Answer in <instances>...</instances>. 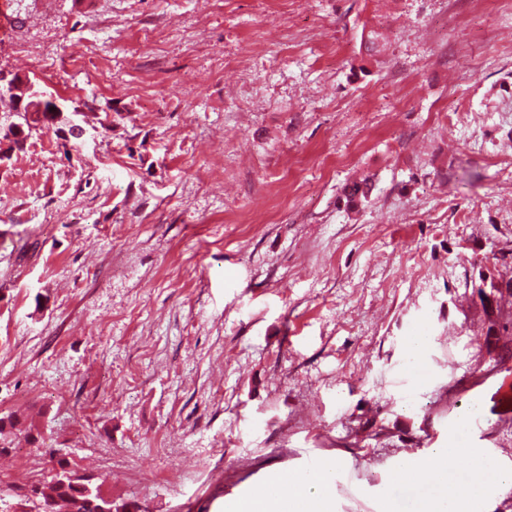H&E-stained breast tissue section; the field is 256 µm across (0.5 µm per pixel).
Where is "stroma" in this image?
Returning <instances> with one entry per match:
<instances>
[{"instance_id": "obj_1", "label": "stroma", "mask_w": 512, "mask_h": 512, "mask_svg": "<svg viewBox=\"0 0 512 512\" xmlns=\"http://www.w3.org/2000/svg\"><path fill=\"white\" fill-rule=\"evenodd\" d=\"M10 13L0 76L89 128L0 169V416L39 432L0 512H41L59 452L116 512H225L320 462L335 512H414L395 459L453 439L512 468V331L477 293L512 280V0Z\"/></svg>"}]
</instances>
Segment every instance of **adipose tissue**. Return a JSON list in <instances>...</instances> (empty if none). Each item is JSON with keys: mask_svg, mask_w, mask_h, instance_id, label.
<instances>
[{"mask_svg": "<svg viewBox=\"0 0 512 512\" xmlns=\"http://www.w3.org/2000/svg\"><path fill=\"white\" fill-rule=\"evenodd\" d=\"M464 455L470 462V469L468 480L462 483L449 482L448 451L444 448L419 458L403 457L396 462L397 476H422L434 488L433 495L420 503L418 512H483L486 476L495 471L500 474L502 487L512 486V472L499 471L496 460L481 449H465ZM334 489L332 468L319 465L280 480L277 492L259 490L244 500L236 512H327Z\"/></svg>", "mask_w": 512, "mask_h": 512, "instance_id": "ef3b65f1", "label": "adipose tissue"}]
</instances>
